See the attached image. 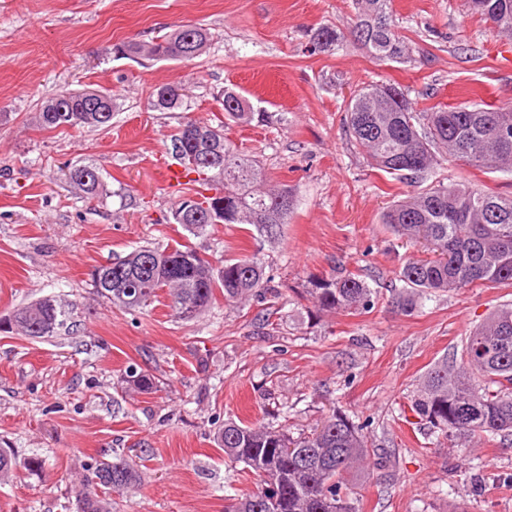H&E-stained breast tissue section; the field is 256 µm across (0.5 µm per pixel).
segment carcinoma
Segmentation results:
<instances>
[{
	"instance_id": "carcinoma-1",
	"label": "carcinoma",
	"mask_w": 512,
	"mask_h": 512,
	"mask_svg": "<svg viewBox=\"0 0 512 512\" xmlns=\"http://www.w3.org/2000/svg\"><path fill=\"white\" fill-rule=\"evenodd\" d=\"M354 24L344 33L317 28L310 51L319 52L353 41L380 61L404 63L411 49L395 24L391 0H354ZM497 35L512 37V0H469ZM210 32L186 25L149 41L113 47L135 55L176 62L197 58ZM186 97L180 84L156 87L150 107L160 112L182 108ZM222 106L228 119L249 124L265 122L248 100L224 90ZM115 102L112 94L95 89H63L46 97L35 113L42 129L62 126L107 127ZM208 139L178 134L172 154L196 185L193 196L201 217L184 215L181 198L171 218L192 236L207 233L215 224H243L256 229L286 224L294 209L292 190L272 187L256 160L224 137V125H201ZM346 127L367 153L372 167L416 191L392 205L383 223L413 246L433 254L408 260L400 281L423 297L460 291L474 285L496 288L512 285V194H496L468 184H446L436 177L451 161L512 173V107L463 102L452 107L417 111L408 89L389 82H372L354 91L346 106ZM210 151L219 167L201 169L195 155ZM68 183L95 197L104 183L94 163L82 161L63 170ZM224 192V212L216 211L210 192ZM98 297L118 310L150 304L157 291L168 289L175 318L192 321L205 312L221 291L227 303L264 299L270 290L265 268L254 257L229 258L215 269L189 245L163 249L139 246L126 256L90 271ZM310 296L322 311H366L374 305L371 288L357 275L336 269L311 282ZM74 306L45 297L14 309L7 329L32 339L59 335L75 323ZM129 388L148 392L158 381L134 369L126 373ZM410 410L448 438L492 437L512 432V304L501 306L467 336L460 362L443 359L427 372ZM224 454L263 477L255 493L229 499L224 512H355L354 489L368 474L369 439L363 427L332 413L308 433L294 438L284 425L248 426L224 423L214 437ZM44 461L34 455L19 463L11 448H0V477L36 475ZM140 472L129 459L114 452L110 459L85 464L75 489L76 512H112V494L140 484Z\"/></svg>"
}]
</instances>
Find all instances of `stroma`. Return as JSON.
I'll return each mask as SVG.
<instances>
[{"label":"stroma","instance_id":"35a3bbf8","mask_svg":"<svg viewBox=\"0 0 512 512\" xmlns=\"http://www.w3.org/2000/svg\"><path fill=\"white\" fill-rule=\"evenodd\" d=\"M412 62H381L358 45L309 50L323 25L347 31L351 0H0V317L52 296L77 324L52 338L0 332V446L39 455L41 475L0 479V512H75L71 490L90 459L120 452L140 485L112 512H224L226 498L263 486L214 442L224 421L314 429L332 411L365 426L381 465L357 488L355 512H512V436L451 440L410 410L439 360L459 358L466 336L512 285L418 299L412 312L402 264L424 257L381 219L410 186L373 168L351 142L345 105L356 87L388 80L427 104L512 106V66L466 0H393ZM201 24L213 34L189 63L114 56V44ZM181 84L183 109L151 110L155 87ZM109 91V126L42 130L33 116L59 88ZM227 87L272 116L227 120ZM223 124L270 184L291 187L296 208L276 235L214 225L188 238L169 223L178 196L160 179L184 118ZM92 161L105 184L88 199L64 180L67 163ZM445 181L512 192V174L454 164ZM191 242L214 267L257 255L278 298L217 303L199 318L172 317L167 294L135 311L110 308L92 267L140 245ZM375 289L367 312H319L310 280L336 267ZM157 390H129V368Z\"/></svg>","mask_w":512,"mask_h":512}]
</instances>
